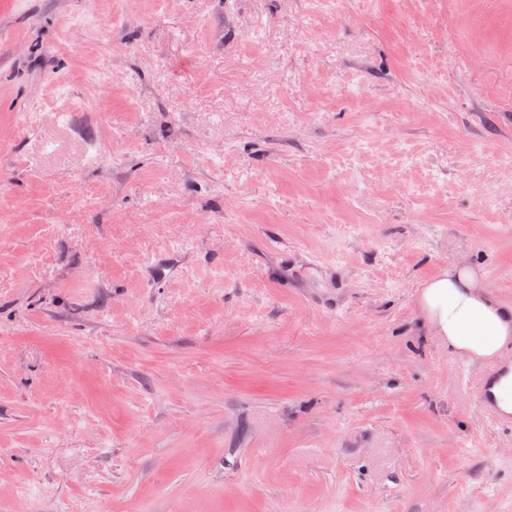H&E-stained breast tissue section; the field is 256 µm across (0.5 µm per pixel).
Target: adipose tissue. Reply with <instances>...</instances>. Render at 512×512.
Returning a JSON list of instances; mask_svg holds the SVG:
<instances>
[{"label": "adipose tissue", "mask_w": 512, "mask_h": 512, "mask_svg": "<svg viewBox=\"0 0 512 512\" xmlns=\"http://www.w3.org/2000/svg\"><path fill=\"white\" fill-rule=\"evenodd\" d=\"M419 305L433 335L455 353L492 360L512 346V309L493 299L469 266L449 267L426 281Z\"/></svg>", "instance_id": "ef3b65f1"}]
</instances>
